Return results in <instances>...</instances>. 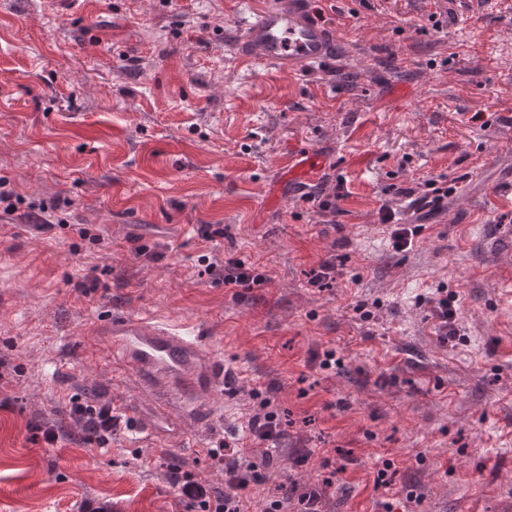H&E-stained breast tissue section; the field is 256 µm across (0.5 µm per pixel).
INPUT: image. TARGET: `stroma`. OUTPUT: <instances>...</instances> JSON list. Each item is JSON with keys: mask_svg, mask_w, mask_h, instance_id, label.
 <instances>
[{"mask_svg": "<svg viewBox=\"0 0 512 512\" xmlns=\"http://www.w3.org/2000/svg\"><path fill=\"white\" fill-rule=\"evenodd\" d=\"M243 9L0 0V512H180L168 466L223 487L208 452L260 457L264 396L284 435L252 500L321 482L318 459L294 462L308 448L344 469L324 512H512V223L495 221L512 212V0H325L336 59L293 76L240 61ZM305 150L322 171L288 182ZM438 176L453 194L394 249L380 207L415 224L408 194ZM217 257L265 285L225 287ZM125 314L199 330L234 378L221 418L172 424L91 333ZM328 350L340 368L313 362ZM75 394L124 401L108 452L31 443L69 427ZM433 316L438 321L437 327L438 331L441 333L440 336H448V328L449 333L456 331L454 328L455 321V310L451 308L450 303H448V298L443 297L439 298L435 305L433 306Z\"/></svg>", "mask_w": 512, "mask_h": 512, "instance_id": "35a3bbf8", "label": "stroma"}]
</instances>
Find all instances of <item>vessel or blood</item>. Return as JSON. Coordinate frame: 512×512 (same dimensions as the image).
<instances>
[{
    "instance_id": "vessel-or-blood-1",
    "label": "vessel or blood",
    "mask_w": 512,
    "mask_h": 512,
    "mask_svg": "<svg viewBox=\"0 0 512 512\" xmlns=\"http://www.w3.org/2000/svg\"><path fill=\"white\" fill-rule=\"evenodd\" d=\"M289 2L288 11L269 9L244 19L238 44L244 61L294 74L331 59L335 36L320 21L315 0ZM321 168L320 157L310 152L289 170L291 177L305 182L315 179ZM96 334L144 386L163 391L179 416L197 415L204 399L224 381L222 362L187 328L125 315L100 322Z\"/></svg>"
}]
</instances>
